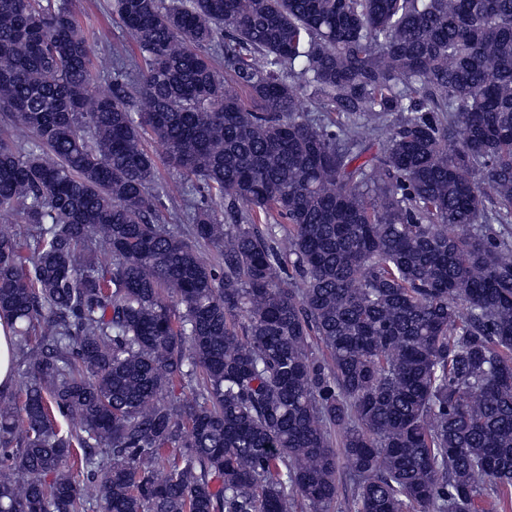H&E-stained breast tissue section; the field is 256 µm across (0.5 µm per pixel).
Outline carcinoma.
<instances>
[{"mask_svg": "<svg viewBox=\"0 0 512 512\" xmlns=\"http://www.w3.org/2000/svg\"><path fill=\"white\" fill-rule=\"evenodd\" d=\"M110 9L0 0V512L511 509L512 0ZM77 6L79 16L85 19L94 27H100L102 42L94 44L95 52L109 50V48H121L120 28L116 22H108L104 15V8L108 0H72ZM14 337L12 331L0 321V390L1 393L15 395L19 393V385L13 377V360H14ZM13 383V384H12Z\"/></svg>", "mask_w": 512, "mask_h": 512, "instance_id": "carcinoma-1", "label": "carcinoma"}]
</instances>
